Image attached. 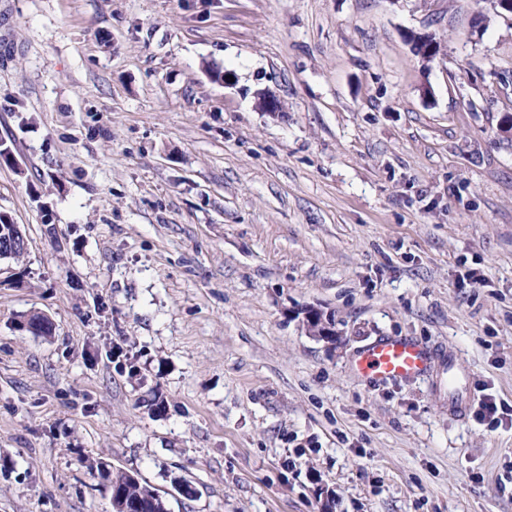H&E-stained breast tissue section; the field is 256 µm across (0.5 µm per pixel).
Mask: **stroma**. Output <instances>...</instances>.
<instances>
[{
    "instance_id": "stroma-1",
    "label": "stroma",
    "mask_w": 512,
    "mask_h": 512,
    "mask_svg": "<svg viewBox=\"0 0 512 512\" xmlns=\"http://www.w3.org/2000/svg\"><path fill=\"white\" fill-rule=\"evenodd\" d=\"M507 113L488 0H0V512H112L103 463L169 512H512V414L353 368L404 336L512 407ZM0 227H1V231H0V256H1V259L19 260L21 257L24 256L27 248L26 249H23L21 247L15 248V246H17V244H21V242L23 243L25 241V239L23 238L22 235H20V236L15 235L14 241H13L14 246L11 245V248H10V246H8V242L12 239L11 234L15 228V225L10 224L5 216L0 215ZM8 236H9V238H8Z\"/></svg>"
}]
</instances>
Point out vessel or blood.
<instances>
[{"mask_svg": "<svg viewBox=\"0 0 512 512\" xmlns=\"http://www.w3.org/2000/svg\"><path fill=\"white\" fill-rule=\"evenodd\" d=\"M448 373V412L464 414L469 404L462 399V381L453 356L406 337H386L364 347L355 360L356 371L367 381L384 383L425 375L432 366Z\"/></svg>", "mask_w": 512, "mask_h": 512, "instance_id": "obj_1", "label": "vessel or blood"}]
</instances>
